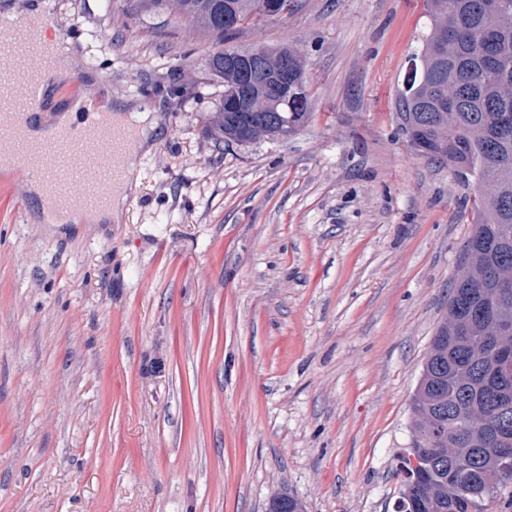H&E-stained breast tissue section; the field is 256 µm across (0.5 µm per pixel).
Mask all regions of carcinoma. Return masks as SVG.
I'll return each mask as SVG.
<instances>
[{"label": "carcinoma", "mask_w": 512, "mask_h": 512, "mask_svg": "<svg viewBox=\"0 0 512 512\" xmlns=\"http://www.w3.org/2000/svg\"><path fill=\"white\" fill-rule=\"evenodd\" d=\"M163 12L170 22L198 24L224 39L262 18H273L274 0H138ZM490 0H425L430 30L414 59L415 71L401 91L397 115L416 130L419 151L475 178L473 209L477 222L466 245V258L454 278L448 316L438 326L411 402L412 446L427 470L411 498H401L396 512H472L471 492L503 463L512 442L494 439L499 421L492 400L495 384L493 346L496 322H512V297L492 312L490 301L498 280L512 275V135L498 132L504 114L512 115V0H495L502 16L488 18ZM240 24L224 29V14ZM462 30L448 44V32ZM288 55V90L280 88L276 72L256 58L250 75L239 70L244 52L221 48L214 58L224 83L225 111L215 112L209 134L218 145H243L250 138H278L290 133L288 116L297 96L307 97L305 64L294 49ZM265 97L268 107L254 112L250 102ZM456 102L448 111V98ZM483 419L469 425L471 415ZM460 449L464 462H452L444 449Z\"/></svg>", "instance_id": "cac0c4a2"}]
</instances>
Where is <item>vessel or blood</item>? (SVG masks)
I'll list each match as a JSON object with an SVG mask.
<instances>
[{"label":"vessel or blood","mask_w":512,"mask_h":512,"mask_svg":"<svg viewBox=\"0 0 512 512\" xmlns=\"http://www.w3.org/2000/svg\"><path fill=\"white\" fill-rule=\"evenodd\" d=\"M43 19L25 16L0 17V145L8 144L10 159L27 173L39 174L48 197L63 210H89L105 203L112 193L111 184L99 186L96 193L71 192L70 182L61 170L58 157L61 151H86L89 164L84 172L86 181L98 178L97 163L107 159L112 166L113 182L126 178L121 165L120 147L124 139L122 130L111 126L107 112H98L88 125L66 127L51 140H30L22 118L40 101L39 66L45 53L54 42L44 35ZM22 56L28 61L26 69L17 70L11 65L13 57Z\"/></svg>","instance_id":"obj_1"}]
</instances>
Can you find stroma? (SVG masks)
Segmentation results:
<instances>
[{
	"mask_svg": "<svg viewBox=\"0 0 512 512\" xmlns=\"http://www.w3.org/2000/svg\"><path fill=\"white\" fill-rule=\"evenodd\" d=\"M81 102L157 126L120 223H43L0 175V512H395L410 401L475 186L395 99L424 0H289L231 45L305 60L309 124L217 149L216 37L134 0H38Z\"/></svg>",
	"mask_w": 512,
	"mask_h": 512,
	"instance_id": "obj_1",
	"label": "stroma"
}]
</instances>
